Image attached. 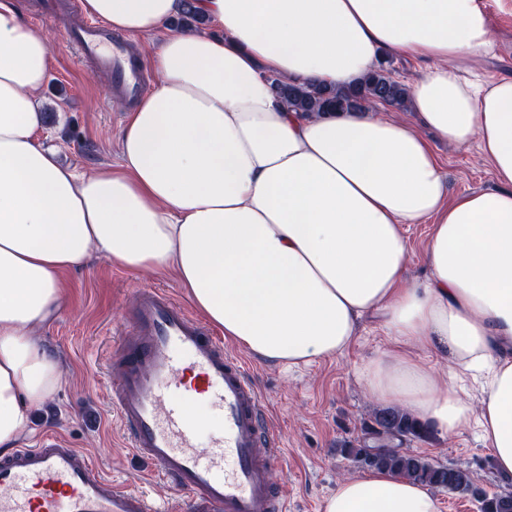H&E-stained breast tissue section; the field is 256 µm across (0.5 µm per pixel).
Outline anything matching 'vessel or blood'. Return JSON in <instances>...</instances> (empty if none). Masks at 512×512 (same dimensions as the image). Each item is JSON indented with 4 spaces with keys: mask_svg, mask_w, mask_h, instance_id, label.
<instances>
[{
    "mask_svg": "<svg viewBox=\"0 0 512 512\" xmlns=\"http://www.w3.org/2000/svg\"><path fill=\"white\" fill-rule=\"evenodd\" d=\"M77 56L106 71L116 95L133 104L143 66L104 27L83 23L67 34ZM125 446L177 501L160 506L145 492L116 485L84 451L54 434L0 456V512H288L271 472L283 450L243 363L169 291H136L129 328L103 363ZM221 424L208 445L190 404Z\"/></svg>",
    "mask_w": 512,
    "mask_h": 512,
    "instance_id": "1",
    "label": "vessel or blood"
}]
</instances>
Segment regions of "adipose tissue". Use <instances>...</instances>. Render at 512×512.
Returning <instances> with one entry per match:
<instances>
[{
  "mask_svg": "<svg viewBox=\"0 0 512 512\" xmlns=\"http://www.w3.org/2000/svg\"><path fill=\"white\" fill-rule=\"evenodd\" d=\"M82 0L114 32L165 37L163 79L132 110L116 165H61L39 138L49 45L0 0V451L52 401L60 361L34 333L63 271L99 257L173 272L225 338L289 368L341 355L377 318L401 345L362 365L372 395L441 433L477 427L512 483V77L461 76L493 47L483 0ZM427 61L416 124L370 111L297 112L272 79L346 87L381 53ZM478 142L496 189L447 200L435 149ZM438 142V143H439ZM405 224H428L427 276L405 285ZM448 362V388L405 344ZM484 380L479 409L454 384ZM321 512H441L386 470L337 481Z\"/></svg>",
  "mask_w": 512,
  "mask_h": 512,
  "instance_id": "1",
  "label": "adipose tissue"
}]
</instances>
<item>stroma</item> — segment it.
Masks as SVG:
<instances>
[{
	"instance_id": "35a3bbf8",
	"label": "stroma",
	"mask_w": 512,
	"mask_h": 512,
	"mask_svg": "<svg viewBox=\"0 0 512 512\" xmlns=\"http://www.w3.org/2000/svg\"><path fill=\"white\" fill-rule=\"evenodd\" d=\"M493 50L473 61L485 78L512 77V14L498 0H485ZM49 42V77L42 96L45 146L58 151L61 164L90 172L119 161V140L129 110L117 99L108 78L92 63L79 61L66 42L62 25H36ZM449 197L496 189L490 162L477 145L451 151L439 146ZM61 308L38 333L39 342L65 364L56 400L36 410L22 445H36L41 434L54 433L70 447L89 453L107 476L118 477L126 489L147 491L159 500L175 490L146 480L148 464L130 454L112 412L110 382L103 372L113 330L129 318L133 295L140 288L162 287L178 299L186 294L173 276L134 272L100 260L92 267L66 272ZM392 337L374 318L344 353L294 370L258 359L241 346L233 351L245 363L271 411V426L286 455L272 473L275 486L286 488L292 512H318L337 481L354 474L352 463L337 453L338 444L361 437L362 423L379 403L358 376L361 365L392 351ZM411 451L442 465L468 469L487 491L502 490L492 454L475 430L435 434L433 440L410 441Z\"/></svg>"
}]
</instances>
